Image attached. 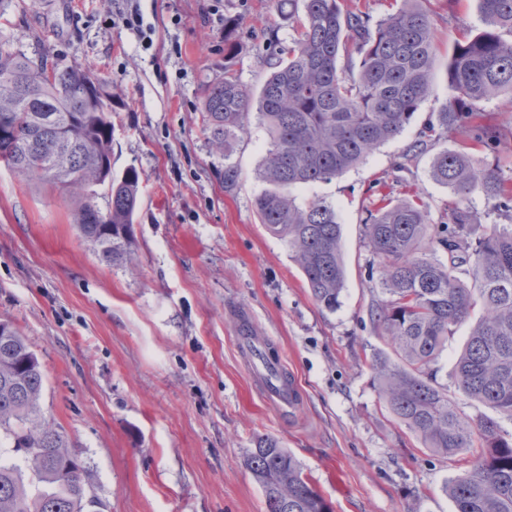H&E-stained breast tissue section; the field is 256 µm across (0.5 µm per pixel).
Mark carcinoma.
Masks as SVG:
<instances>
[{
  "mask_svg": "<svg viewBox=\"0 0 512 512\" xmlns=\"http://www.w3.org/2000/svg\"><path fill=\"white\" fill-rule=\"evenodd\" d=\"M294 23L288 44L270 34L269 71L259 95L231 69L210 84L202 104L210 150L224 157V191L239 182L232 160L256 105L267 150L255 197L259 223L288 244L313 299L334 311L346 281L341 223L323 199L297 202L293 191L331 180L366 161L402 133L432 93L435 28L423 0H401L373 19L359 0H273ZM484 28L456 45L448 62L452 95L410 151L460 136L487 151L506 133L479 122V104L512 91V0H479ZM240 21L224 17V57L238 48ZM112 90L90 68L61 67L49 54L0 48V164L34 184L64 190L73 223L103 260L137 269L131 224L140 197L133 168L112 174ZM432 178L460 200L478 193L511 220L478 233L477 215L456 207L448 223L430 222L428 205L410 189L384 194L364 219L382 298L372 311L388 350L374 356L378 394L424 447L444 457L466 453L467 475L445 485L454 512H512V433L493 420L468 418L448 397L437 363L455 327L478 314L452 382L466 396L512 419V176L475 165L446 147ZM105 189V208L95 202ZM45 374L14 326L0 332V512H87L85 462L61 426L41 412ZM38 449L19 453L16 444ZM68 461L71 474H61ZM246 465L260 485L265 512H332L295 456L269 435L255 438Z\"/></svg>",
  "mask_w": 512,
  "mask_h": 512,
  "instance_id": "1",
  "label": "carcinoma"
}]
</instances>
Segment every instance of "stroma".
Listing matches in <instances>:
<instances>
[{"instance_id": "obj_1", "label": "stroma", "mask_w": 512, "mask_h": 512, "mask_svg": "<svg viewBox=\"0 0 512 512\" xmlns=\"http://www.w3.org/2000/svg\"><path fill=\"white\" fill-rule=\"evenodd\" d=\"M427 8L439 38L432 94L366 162L297 192L330 202L343 225L346 284L333 312L314 301L287 244L257 220L267 147L257 117L235 148L231 195L224 160L202 132L206 85L229 68L259 89L267 30L288 41L292 28L271 0H11L0 16L13 49H44L106 79L112 169L140 178L132 272L90 249L68 195L0 165V320L12 321L42 362V411L86 459L98 512H264L245 466L259 434L293 453L333 512H453L443 487L470 464L423 448L374 383L384 341L371 320L379 289L362 223L383 187L396 196L417 189L435 224L447 222L455 200L432 179L431 152L395 169L450 95L456 42L483 27L478 0ZM229 15L241 26L228 63ZM480 109L510 133L482 162L507 163L512 95ZM244 323L294 375L303 396L294 414H281L253 381Z\"/></svg>"}]
</instances>
